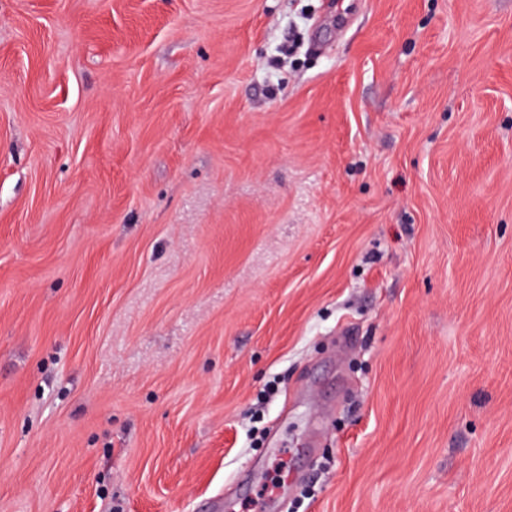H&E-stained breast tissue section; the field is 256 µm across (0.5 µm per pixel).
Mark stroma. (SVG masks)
Instances as JSON below:
<instances>
[{"label":"stroma","instance_id":"1","mask_svg":"<svg viewBox=\"0 0 512 512\" xmlns=\"http://www.w3.org/2000/svg\"><path fill=\"white\" fill-rule=\"evenodd\" d=\"M0 512H512V0H0Z\"/></svg>","mask_w":512,"mask_h":512}]
</instances>
